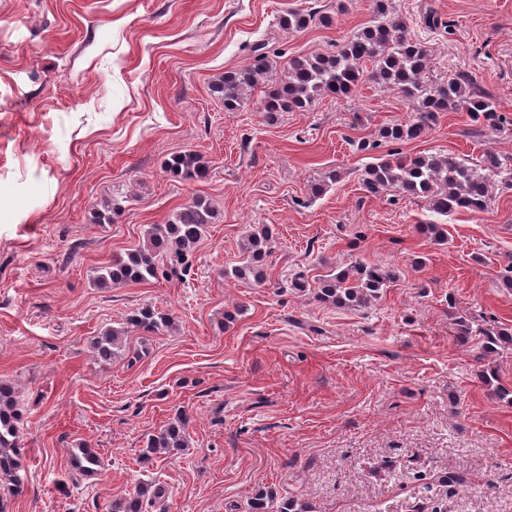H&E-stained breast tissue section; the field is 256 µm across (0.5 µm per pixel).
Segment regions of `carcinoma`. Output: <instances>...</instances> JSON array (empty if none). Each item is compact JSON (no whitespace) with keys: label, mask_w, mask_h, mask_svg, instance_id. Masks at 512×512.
Segmentation results:
<instances>
[{"label":"carcinoma","mask_w":512,"mask_h":512,"mask_svg":"<svg viewBox=\"0 0 512 512\" xmlns=\"http://www.w3.org/2000/svg\"><path fill=\"white\" fill-rule=\"evenodd\" d=\"M376 20L361 28L336 50L294 56L281 74L273 72L266 46L254 49L252 63L243 69H230L212 85L213 93L224 101V108L244 106L248 93L265 86L261 111L267 120H277L282 112H308L325 95H351L363 78L387 90L400 93L415 106L412 119L385 125L376 139L357 143L360 151H374L384 144H399L422 136L443 112H466L478 129L512 133V117L497 111L491 95L471 72L456 69L448 80L431 84L426 80L430 56L423 44L411 38L404 19L394 13L392 0H373ZM333 18L320 11L290 9L279 16L280 28L302 32L310 27L331 25ZM369 73H364L366 64ZM169 171L184 179L205 175L207 163L194 152L170 157ZM339 174L331 170L310 185L309 197L316 199L337 183ZM361 185L369 196L394 194L422 198L432 219L419 225V233L436 244L448 240L444 219L466 211L482 214L489 210L493 191H512V155L486 152L479 164L453 155L428 154L405 159L389 151L365 165ZM214 210L207 200L196 197L182 205L166 224H150L143 243L96 268L94 281L101 287L128 283H150L176 275L187 267L189 255L213 223ZM273 241L272 230L252 227L243 236L240 261L224 276L265 282V257ZM398 275L377 265L356 262L334 269L317 279L316 298L338 307L364 310L380 299ZM173 325L170 314L145 306L132 312L120 327L105 329L94 339L97 354L108 359L116 355L118 343L133 332L160 333ZM457 336L478 340L484 353H495L505 344L512 346V329L492 326L459 316ZM22 405L12 384L0 382V512L8 500L24 492L25 451L20 439ZM190 418L179 413L173 421L148 435L142 449V462L148 464L161 454L187 447ZM73 467L91 476L100 466L99 455L81 446L72 456ZM166 497L165 488L154 481H141L133 489L112 498L107 512H155ZM248 512H311L299 497H278L271 491H258L248 502Z\"/></svg>","instance_id":"cac0c4a2"}]
</instances>
